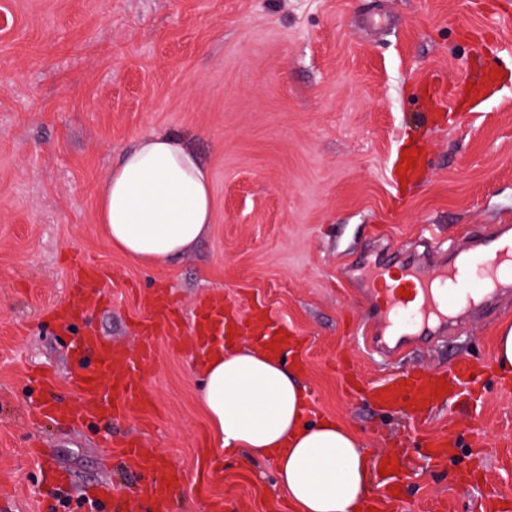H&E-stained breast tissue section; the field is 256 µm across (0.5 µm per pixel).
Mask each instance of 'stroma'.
<instances>
[{"label": "stroma", "mask_w": 512, "mask_h": 512, "mask_svg": "<svg viewBox=\"0 0 512 512\" xmlns=\"http://www.w3.org/2000/svg\"><path fill=\"white\" fill-rule=\"evenodd\" d=\"M0 512H88L85 486L128 494L139 479L108 456L106 435L143 437L185 479L173 512H272L271 463L214 447L198 402L199 357L162 337L146 373L156 417L80 428L26 416L42 400L73 403L72 350L85 329L132 346L134 316L166 287L184 316L219 293L233 317L264 305L298 333L312 417L354 431L370 454L410 438L399 474L406 512H483L489 488L512 490V378L495 338L512 325V292L442 341L391 359L352 332L370 309L359 269L422 242L463 246L512 225V0H0ZM498 81L481 103L465 88ZM153 132L181 135L207 168L215 221L194 249L148 269L112 250L98 190L124 150ZM423 150L400 182L402 148ZM106 268L109 297L69 325L50 309L71 298L66 255ZM482 364L484 388L437 403L427 424L349 396L405 369ZM455 428L448 459L421 446ZM487 447L469 474L470 433ZM66 475L44 482L31 444ZM217 472L207 492L201 458Z\"/></svg>", "instance_id": "1"}]
</instances>
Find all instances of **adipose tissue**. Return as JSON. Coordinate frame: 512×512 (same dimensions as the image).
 <instances>
[{
    "label": "adipose tissue",
    "mask_w": 512,
    "mask_h": 512,
    "mask_svg": "<svg viewBox=\"0 0 512 512\" xmlns=\"http://www.w3.org/2000/svg\"><path fill=\"white\" fill-rule=\"evenodd\" d=\"M215 219L211 180L178 136L152 133L126 150L102 186L97 221L112 247L158 266L191 248ZM199 375L216 445L272 461L293 512H364L371 460L340 424L307 418V392L282 358L246 341L217 347Z\"/></svg>",
    "instance_id": "1"
}]
</instances>
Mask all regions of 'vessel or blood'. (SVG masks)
Returning a JSON list of instances; mask_svg holds the SVG:
<instances>
[{
    "instance_id": "obj_1",
    "label": "vessel or blood",
    "mask_w": 512,
    "mask_h": 512,
    "mask_svg": "<svg viewBox=\"0 0 512 512\" xmlns=\"http://www.w3.org/2000/svg\"><path fill=\"white\" fill-rule=\"evenodd\" d=\"M511 271L512 227L507 225L485 236L479 252L453 254L438 264L406 263L396 278L383 262L365 265L361 275L374 301L372 317L360 329L365 348L393 355L397 349L388 345V337H399L407 345L416 339L428 340L460 309L479 306L496 296L505 273ZM69 275L82 308H92L101 301L105 285L101 266L77 257ZM225 322L223 299L201 302L191 329L192 347L204 353L210 351L213 337ZM248 327L257 343L269 347L272 353L285 354L297 344L268 312L254 313ZM180 329L171 301L164 291H155L147 311L139 318L137 350L86 334L80 351L90 354L95 366L75 375L71 382L83 406L46 403L42 413L77 422L129 415L149 418L154 403L142 383L143 372L155 355L158 337L179 335ZM443 380L429 373L405 372L374 386L367 395L381 407L403 406L418 415L437 400ZM113 451L131 473L144 478L137 497L113 496L114 512H171L172 494L182 481L181 473H160L156 454L135 438L114 444Z\"/></svg>"
}]
</instances>
